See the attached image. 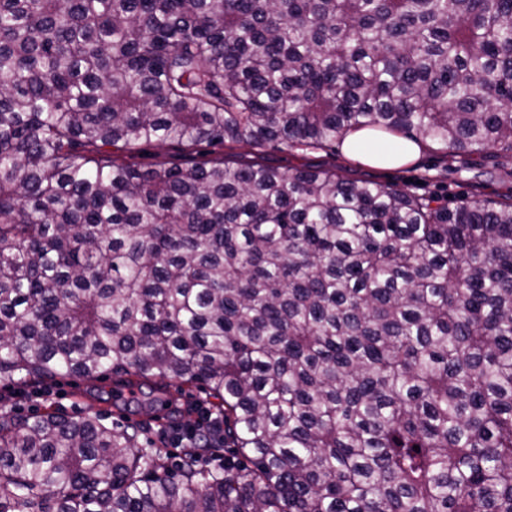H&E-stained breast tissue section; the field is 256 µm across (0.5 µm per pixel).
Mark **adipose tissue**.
<instances>
[{
	"label": "adipose tissue",
	"instance_id": "1",
	"mask_svg": "<svg viewBox=\"0 0 512 512\" xmlns=\"http://www.w3.org/2000/svg\"><path fill=\"white\" fill-rule=\"evenodd\" d=\"M344 148L349 158L382 168L404 165L418 155L416 143L370 130L348 136Z\"/></svg>",
	"mask_w": 512,
	"mask_h": 512
}]
</instances>
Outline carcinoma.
<instances>
[{
  "instance_id": "obj_1",
  "label": "carcinoma",
  "mask_w": 512,
  "mask_h": 512,
  "mask_svg": "<svg viewBox=\"0 0 512 512\" xmlns=\"http://www.w3.org/2000/svg\"><path fill=\"white\" fill-rule=\"evenodd\" d=\"M361 129L511 153L512 0H0V385L224 419L0 410V512H512L511 202L135 161ZM45 385L52 386L57 394H53L47 399H39L49 395L47 391L41 390L35 394L37 400L35 397H14L18 391H25L29 394ZM114 385L110 376L94 383H89L78 377H66L34 387L17 386L7 390L0 387V396L2 404H6L7 408L11 409L13 414L18 417H26L51 409L77 418L85 415L88 408L92 407L93 410L99 411L105 416L103 422L109 426H112V422H119L121 426L147 422L155 439L158 431L170 430L175 418L170 410L141 409L133 402H127V406L124 405V400H112ZM159 414H162L163 417V421L160 423L157 421ZM171 393L173 394V402L171 405L172 410L181 411L183 415V419L186 421L188 419L185 411L188 408L193 409L192 419H197V411L196 407L199 404V401L205 397V395H200L199 392L195 389H188L185 387V392L182 395L177 394L174 391V388H171ZM204 406H206V408H210V410L213 412L216 410L208 404ZM201 412L202 418L199 420L196 427L185 433L178 432L171 439H169V442L176 444L175 448H171L170 444H167V447H169L168 449L171 452L176 453L179 448H183L188 443L196 442L197 439L203 440V438H205L213 428H217L221 425L222 421L216 413L209 412L207 410L204 411L203 409Z\"/></svg>"
}]
</instances>
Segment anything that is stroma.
<instances>
[{"label": "stroma", "mask_w": 512, "mask_h": 512, "mask_svg": "<svg viewBox=\"0 0 512 512\" xmlns=\"http://www.w3.org/2000/svg\"><path fill=\"white\" fill-rule=\"evenodd\" d=\"M241 157L259 160L282 172L326 169L353 180L386 183L413 195L436 197L440 204L452 209L474 199L497 200L512 193V155L494 149L454 157L440 145L427 142L421 144L415 160L396 168H377L354 161L337 143L314 150H291L275 143L258 148L236 144L224 151L225 160ZM52 387L53 396L45 399L19 398L14 389L0 387V403L19 417L51 409L77 418L93 409L102 413L109 423H148L155 434L170 428L174 411L196 408L201 399L197 390L188 389L174 395L171 410L160 412L113 400L114 383L108 377L94 383L66 377L53 382Z\"/></svg>", "instance_id": "35a3bbf8"}]
</instances>
